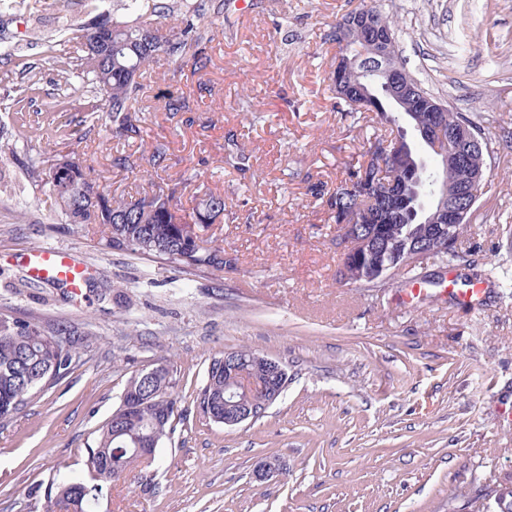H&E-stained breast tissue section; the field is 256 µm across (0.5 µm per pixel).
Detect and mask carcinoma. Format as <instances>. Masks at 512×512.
Instances as JSON below:
<instances>
[{
  "mask_svg": "<svg viewBox=\"0 0 512 512\" xmlns=\"http://www.w3.org/2000/svg\"><path fill=\"white\" fill-rule=\"evenodd\" d=\"M155 18L131 20L111 16L112 26L104 28L94 22L89 26L72 28L81 54L76 56L80 73L93 85L94 93L103 101V108L93 105L83 113L73 115L65 125L93 126L96 112L102 110L112 117L113 133L125 140L138 139L149 151L152 171L150 190L135 196L114 195L103 183L101 175L88 160L75 151H55L47 158L48 173L33 166L29 177L34 185L48 191L65 217V223L85 226L99 224L107 229L105 247L116 251H131L140 255L158 257L172 267L190 273L202 270H224V247L207 246L204 242L183 235L166 204L181 213V218L202 223L201 214L206 204L224 202V194L207 186L200 188L202 196L192 210L179 206L175 192L157 180L159 172L166 171V148L161 144H147L141 127L134 123L132 114L143 111L138 78L157 55L144 44V32L152 27L157 32L158 50L167 55L183 54L194 48L191 66L196 71L210 62L200 48L204 37L197 32L194 19L164 30L162 21L173 9L167 5L154 8ZM394 19L381 10L360 0V4L336 21L330 38L338 52L330 75V91L345 111L375 112L380 120L397 127V137H407L402 123H407L419 134L423 130L443 127L448 139L456 140L469 126L478 132L483 129L470 117L454 111L449 105L425 92L398 58ZM371 73L370 87H361L359 74ZM398 84L416 90L406 104L397 103L391 96L392 86ZM421 156L413 153L396 176L397 185L386 188L375 184V162L372 148L357 153L346 171L344 185L338 187L325 201L329 220L340 223V218L354 213L357 223L367 233L383 242L364 256L363 263L373 267L388 283L405 269H416L420 264L408 254L409 241L423 232L437 228L425 220L434 215L436 206L425 202L446 188L467 203L465 193L470 189L476 168V159L458 162L453 159L438 167L425 169L420 203L425 212L416 211L417 204L403 190L409 180L410 167L420 163ZM451 231H443L434 239L433 258L466 262L457 242L470 223V214L448 215ZM453 243H448V240ZM70 361V352L61 343V331L42 330L28 322L0 319V420L10 419L38 397L46 383L61 375ZM176 374L163 365L147 377L137 373L128 381L125 405L130 411L111 414L96 430L93 445L85 449L87 461L108 480L70 481L51 478L47 498L55 503L56 512H92L106 483L127 480L148 488V466L135 454L137 448H157L174 433L177 404ZM194 402L216 413L215 423L224 416V356L211 360L205 383L196 391ZM481 499L492 502L495 512H512V493L499 495V488H486Z\"/></svg>",
  "mask_w": 512,
  "mask_h": 512,
  "instance_id": "cac0c4a2",
  "label": "carcinoma"
}]
</instances>
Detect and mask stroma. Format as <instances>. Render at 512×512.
Masks as SVG:
<instances>
[{"label": "stroma", "instance_id": "obj_1", "mask_svg": "<svg viewBox=\"0 0 512 512\" xmlns=\"http://www.w3.org/2000/svg\"><path fill=\"white\" fill-rule=\"evenodd\" d=\"M176 16L203 6L209 67L160 55L143 75L146 142L164 144V179L185 208L204 184L224 215L202 231L229 258L183 274L104 246L102 227L71 229L28 176L55 114L92 103L66 96L59 61L69 24L124 12V0H0V84H31L24 107L0 99V319L66 329L69 370L0 422V512H39V484L88 476L85 450L129 378L174 366L175 431L157 448L156 488L104 486L98 512H465L480 489L512 486V0H373L398 21L406 67L428 93L474 116L490 142L488 182L458 241L487 276L483 305L441 297L406 302L403 276L380 288L343 286L336 227L314 192L333 190L363 141L389 136L376 113L336 109L328 35L350 0H165ZM190 112H169L168 100ZM110 189L144 187L148 157L112 135L109 113L87 135ZM128 154L114 172L111 152ZM77 252L93 285L81 300L32 280L23 255ZM248 349L282 363L284 394L255 421L217 425L193 402L214 357ZM279 457L284 472L252 477Z\"/></svg>", "mask_w": 512, "mask_h": 512}]
</instances>
